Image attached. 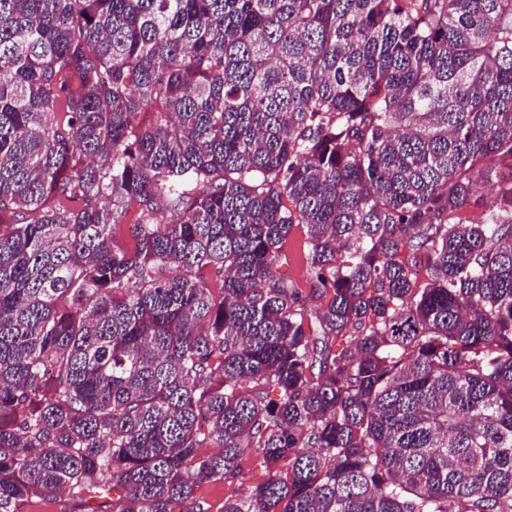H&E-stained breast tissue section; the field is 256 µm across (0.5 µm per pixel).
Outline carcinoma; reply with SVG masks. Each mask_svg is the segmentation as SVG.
<instances>
[{"label": "carcinoma", "mask_w": 512, "mask_h": 512, "mask_svg": "<svg viewBox=\"0 0 512 512\" xmlns=\"http://www.w3.org/2000/svg\"><path fill=\"white\" fill-rule=\"evenodd\" d=\"M503 167L512 0H0V512H512ZM306 228L303 224L294 225L281 256L274 266L276 277H282L305 295L311 288L312 276L306 262L307 246ZM267 477L262 457L250 453L243 459L240 473L236 478L203 483L197 491L198 501L204 512H222L224 499L245 496L253 486L265 481Z\"/></svg>", "instance_id": "obj_1"}]
</instances>
